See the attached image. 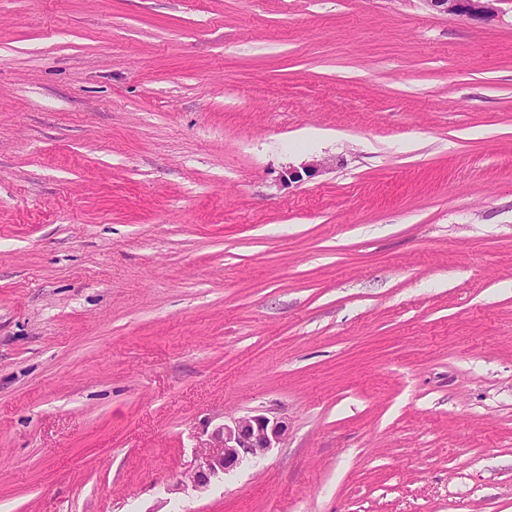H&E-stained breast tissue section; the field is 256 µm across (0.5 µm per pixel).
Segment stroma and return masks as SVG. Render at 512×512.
<instances>
[{"instance_id":"1","label":"stroma","mask_w":512,"mask_h":512,"mask_svg":"<svg viewBox=\"0 0 512 512\" xmlns=\"http://www.w3.org/2000/svg\"><path fill=\"white\" fill-rule=\"evenodd\" d=\"M0 512H512V0H0ZM500 0H424L432 10L463 19H487L495 16ZM283 421L265 414L232 418L216 427L207 448L195 455L186 472L192 487H207L212 479L237 468L244 460L264 456L277 445L286 429Z\"/></svg>"}]
</instances>
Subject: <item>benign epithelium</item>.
<instances>
[{"instance_id": "7a95c632", "label": "benign epithelium", "mask_w": 512, "mask_h": 512, "mask_svg": "<svg viewBox=\"0 0 512 512\" xmlns=\"http://www.w3.org/2000/svg\"><path fill=\"white\" fill-rule=\"evenodd\" d=\"M432 10L463 19H487L495 16L498 0H423ZM327 162L312 159L302 170H288L290 181L319 174ZM285 433V424L264 414L244 415L216 427L208 447L195 455L186 472L192 487L202 489L211 480L237 468L243 461L264 456L277 445Z\"/></svg>"}]
</instances>
